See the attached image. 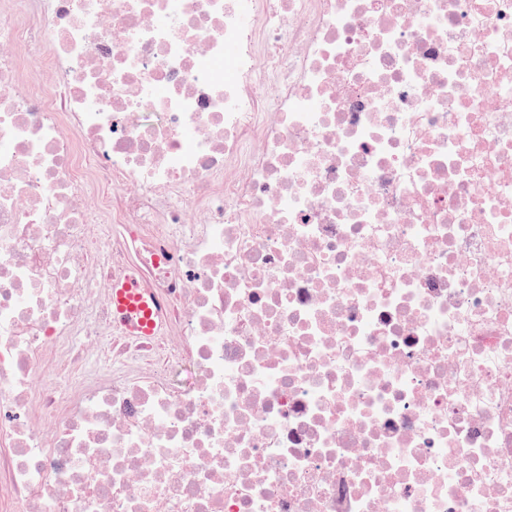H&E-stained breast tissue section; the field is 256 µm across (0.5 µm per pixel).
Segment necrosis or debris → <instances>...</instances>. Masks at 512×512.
Returning <instances> with one entry per match:
<instances>
[{"instance_id": "necrosis-or-debris-1", "label": "necrosis or debris", "mask_w": 512, "mask_h": 512, "mask_svg": "<svg viewBox=\"0 0 512 512\" xmlns=\"http://www.w3.org/2000/svg\"><path fill=\"white\" fill-rule=\"evenodd\" d=\"M0 512H512V0H21ZM148 299L139 288L134 277L113 281L112 314L127 330L136 336H149L152 322Z\"/></svg>"}]
</instances>
